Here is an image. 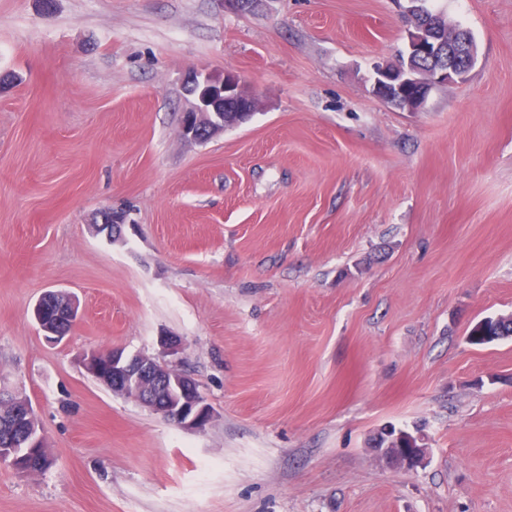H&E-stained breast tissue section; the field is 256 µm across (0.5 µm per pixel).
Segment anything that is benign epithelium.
<instances>
[{
  "label": "benign epithelium",
  "mask_w": 512,
  "mask_h": 512,
  "mask_svg": "<svg viewBox=\"0 0 512 512\" xmlns=\"http://www.w3.org/2000/svg\"><path fill=\"white\" fill-rule=\"evenodd\" d=\"M407 45L404 51L406 64L403 66L381 64L373 68L372 86L380 99L406 108L419 110L429 94L436 88L463 81L477 58V46L470 44L467 32L460 36L448 37V63L446 67L425 74L413 66L412 60L428 55L434 48L432 34L408 23ZM184 90L189 107L182 116L181 131L186 139L197 140L202 131L210 136L224 132V113L209 108L214 98L223 104H244L239 110L244 116H251L257 107V99L246 93L242 80L232 74L222 77L199 78L192 74L186 79ZM79 304L70 294L63 291H48L34 307L35 321L50 344H58L66 337V325L78 316ZM84 370L94 379L107 386L112 393L133 399L162 417L176 422L183 428L202 430L213 420V410L206 403L197 384L186 374L155 357L140 355L136 358L119 349L92 350L81 358ZM14 420L26 430V440L20 448H1L0 461L10 463L20 474H27L23 459L37 448L43 455V447L37 415L26 404L15 409ZM417 446L410 454H400L386 447L382 454L395 469L413 470L421 465L428 455L424 439L415 437Z\"/></svg>",
  "instance_id": "obj_1"
}]
</instances>
